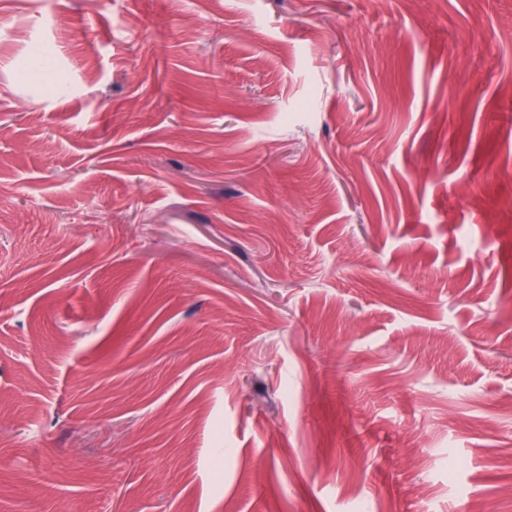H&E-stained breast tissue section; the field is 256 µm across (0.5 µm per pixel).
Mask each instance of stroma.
<instances>
[{
  "label": "stroma",
  "instance_id": "1",
  "mask_svg": "<svg viewBox=\"0 0 512 512\" xmlns=\"http://www.w3.org/2000/svg\"><path fill=\"white\" fill-rule=\"evenodd\" d=\"M1 455L0 512H512V0H0Z\"/></svg>",
  "mask_w": 512,
  "mask_h": 512
}]
</instances>
